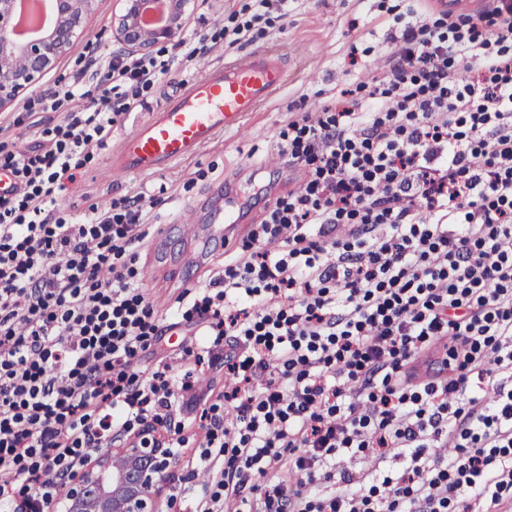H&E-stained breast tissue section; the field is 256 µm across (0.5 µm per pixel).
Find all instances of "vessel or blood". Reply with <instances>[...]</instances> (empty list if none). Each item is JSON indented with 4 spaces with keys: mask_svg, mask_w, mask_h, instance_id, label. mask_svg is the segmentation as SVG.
<instances>
[{
    "mask_svg": "<svg viewBox=\"0 0 512 512\" xmlns=\"http://www.w3.org/2000/svg\"><path fill=\"white\" fill-rule=\"evenodd\" d=\"M287 81V62L275 50L250 51L206 69L121 139L112 153L114 184L166 169L224 133L243 130L246 114Z\"/></svg>",
    "mask_w": 512,
    "mask_h": 512,
    "instance_id": "1",
    "label": "vessel or blood"
}]
</instances>
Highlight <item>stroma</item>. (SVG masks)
Instances as JSON below:
<instances>
[{
    "mask_svg": "<svg viewBox=\"0 0 512 512\" xmlns=\"http://www.w3.org/2000/svg\"><path fill=\"white\" fill-rule=\"evenodd\" d=\"M249 0H195L187 26L233 28L249 20ZM402 0H288L287 13L271 10L263 34L252 48L274 47L288 62V84L270 103L251 113L242 134L226 133L194 159L152 174L134 175L121 185L112 183L110 150H101L98 164L69 184L64 207L83 206L89 199L104 201L144 189L159 196L152 210L147 238L134 249L135 266L144 288L157 281L155 245H163L169 261L182 264L187 234L207 224V206L219 200L225 207L245 206L251 223H259L266 204L300 181L276 150L278 135L300 111L342 97L359 83L383 78L389 71L391 37L400 28L397 7ZM243 236L227 241L196 243L204 265L188 268L195 285L208 282L226 257L240 252Z\"/></svg>",
    "mask_w": 512,
    "mask_h": 512,
    "instance_id": "obj_1",
    "label": "stroma"
}]
</instances>
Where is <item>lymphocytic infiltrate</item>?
Masks as SVG:
<instances>
[{
  "mask_svg": "<svg viewBox=\"0 0 512 512\" xmlns=\"http://www.w3.org/2000/svg\"><path fill=\"white\" fill-rule=\"evenodd\" d=\"M287 2L252 0L251 23L147 55L88 42L9 116L0 512H52L96 449L145 442L205 468L194 512H454L465 494L512 512V0L444 30L409 9L364 104L289 120L278 148L301 186L268 205L248 256L178 296L168 325L133 267L154 197L61 206L118 118ZM180 327L187 360L229 379L188 418L193 373L141 358ZM424 350L440 353L436 373L418 371ZM345 451L403 466L335 475Z\"/></svg>",
  "mask_w": 512,
  "mask_h": 512,
  "instance_id": "obj_1",
  "label": "lymphocytic infiltrate"
}]
</instances>
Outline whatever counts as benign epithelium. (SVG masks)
<instances>
[{"label":"benign epithelium","mask_w":512,"mask_h":512,"mask_svg":"<svg viewBox=\"0 0 512 512\" xmlns=\"http://www.w3.org/2000/svg\"><path fill=\"white\" fill-rule=\"evenodd\" d=\"M99 0H46L47 20L22 39L16 32L20 0H0V111L11 108L83 34ZM150 0H117L111 38L145 55L175 38L185 25L190 0H163V17L145 20ZM169 466L161 448H115L70 480L64 512H157Z\"/></svg>","instance_id":"1"}]
</instances>
